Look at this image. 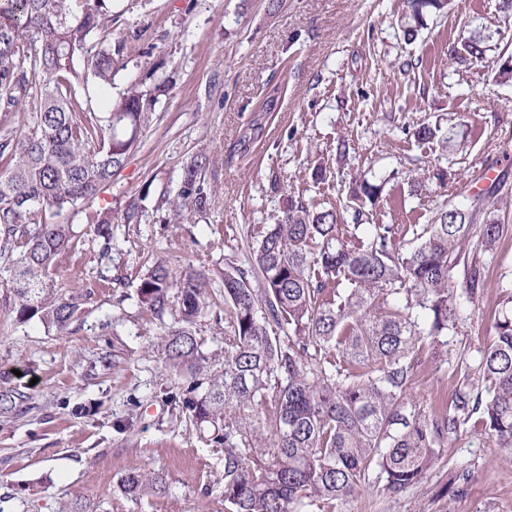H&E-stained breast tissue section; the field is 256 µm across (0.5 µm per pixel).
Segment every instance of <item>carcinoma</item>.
<instances>
[{
	"label": "carcinoma",
	"mask_w": 512,
	"mask_h": 512,
	"mask_svg": "<svg viewBox=\"0 0 512 512\" xmlns=\"http://www.w3.org/2000/svg\"><path fill=\"white\" fill-rule=\"evenodd\" d=\"M116 0H0V272L19 322L34 317L60 334L78 318V297L55 287L51 270L77 236L71 221L47 215L86 213L111 257L112 225L138 224L150 192L126 200L120 213L93 209L138 144L162 80L129 84L112 97L124 51L141 31L112 44ZM449 0H409L405 32L424 26ZM490 36L474 32L456 58H486ZM93 87L95 109L78 90ZM29 106L25 129L12 112ZM264 131L255 117L238 139L243 149ZM416 140L461 147L454 130L421 124ZM193 158L174 198L178 214L203 212L212 191ZM385 182L348 183L347 205L316 207L286 200L282 218L257 232L247 265L219 275L224 303V367L179 388L171 401L189 411L207 441L224 448V512H335L338 502L378 484L389 497L421 482L448 436L470 431L512 453V293L501 301L491 336L477 349L450 406H423L410 396L421 366L448 361V333L464 320L456 295L473 303L489 287L503 234L496 215L503 182L446 205L427 224H371L365 206L383 201ZM461 275L456 286L455 275ZM210 271L175 274L158 259L140 279L137 297L158 318L177 314L162 340L174 375L209 362L195 336L216 306ZM177 289L170 300V289ZM469 481L462 470L440 492L455 496ZM122 492L149 496L164 476L132 472Z\"/></svg>",
	"instance_id": "carcinoma-1"
}]
</instances>
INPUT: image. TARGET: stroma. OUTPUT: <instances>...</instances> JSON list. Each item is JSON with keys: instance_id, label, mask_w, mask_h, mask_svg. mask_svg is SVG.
<instances>
[{"instance_id": "obj_1", "label": "stroma", "mask_w": 512, "mask_h": 512, "mask_svg": "<svg viewBox=\"0 0 512 512\" xmlns=\"http://www.w3.org/2000/svg\"><path fill=\"white\" fill-rule=\"evenodd\" d=\"M502 0H450L407 36L406 0H122L113 40L143 37L118 72L113 93L146 75L170 82L137 148L96 201L121 209L143 184L151 192L138 224L112 227V256L100 258L94 232L75 216L74 246L52 276L80 296L79 318L64 334L38 320L18 323L0 282V391L20 393L0 414V512H224V451L201 438L169 391L188 378L165 368L161 337L173 317L156 319L136 288L148 254L174 271L187 265H243L253 229L277 222L288 195L343 208L356 176L386 178L379 224H425L443 201L462 205L484 171L505 174L498 203L504 226L490 286L465 304V322L448 337V361L418 373L413 399H451L466 366L486 342L504 290H512V83L496 79L512 55V25ZM492 32L483 62L455 63L453 46L476 30ZM409 72L400 67L407 60ZM281 86L277 108L247 150L238 138L258 105ZM456 128L466 149L421 143L419 124ZM348 153L337 158L338 141ZM207 158L201 175L213 191L205 212L173 216L161 192L176 194L183 167ZM329 167L315 183L314 166ZM460 180L440 187L433 170ZM209 362L224 364V311L196 325ZM462 494L439 490L459 470ZM133 471L159 472L166 493L135 498L118 484ZM339 512H512V457L487 436L449 437L426 478L388 498L377 489L352 496Z\"/></svg>"}]
</instances>
